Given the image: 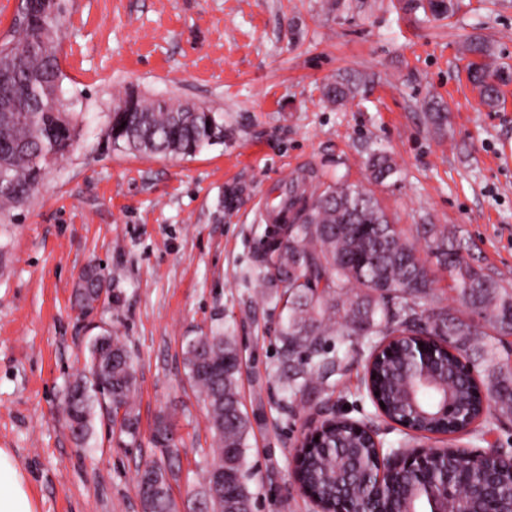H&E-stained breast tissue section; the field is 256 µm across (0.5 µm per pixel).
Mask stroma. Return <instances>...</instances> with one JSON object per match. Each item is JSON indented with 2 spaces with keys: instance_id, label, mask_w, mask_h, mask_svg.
Segmentation results:
<instances>
[{
  "instance_id": "35a3bbf8",
  "label": "stroma",
  "mask_w": 512,
  "mask_h": 512,
  "mask_svg": "<svg viewBox=\"0 0 512 512\" xmlns=\"http://www.w3.org/2000/svg\"><path fill=\"white\" fill-rule=\"evenodd\" d=\"M60 29L75 142L0 221V448L40 512H142L137 466L159 457L151 438L164 415L179 443L170 494L177 512H199L211 435L182 350L221 325L242 355L252 512H317L293 475L308 435L340 413L387 448L404 430L367 395V347L343 339L329 396H284L281 310L253 273L262 202L291 181L309 192L358 184L409 239L419 224L446 225L469 262L512 282V84L486 106L462 54L464 38L480 37L492 65L512 69V0H460L447 18L413 0H66ZM342 78L355 97L328 103L325 85ZM129 87L223 112V142L186 157L107 147V114ZM434 102L447 109L438 127ZM375 151L394 164L382 182L366 167ZM90 269L107 292L86 312L74 291ZM105 332L136 369L128 446L98 411L75 441L62 413ZM449 441L512 453V417L491 414Z\"/></svg>"
}]
</instances>
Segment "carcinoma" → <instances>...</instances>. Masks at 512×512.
Returning <instances> with one entry per match:
<instances>
[{"instance_id":"carcinoma-1","label":"carcinoma","mask_w":512,"mask_h":512,"mask_svg":"<svg viewBox=\"0 0 512 512\" xmlns=\"http://www.w3.org/2000/svg\"><path fill=\"white\" fill-rule=\"evenodd\" d=\"M22 10L32 13V20L16 21L11 34L0 41V216L27 203L48 162L67 152L75 138L52 37L59 32L63 0H53L49 13L43 0H25ZM465 51L474 57L469 63L471 79L486 104L496 105L501 87L512 82V72L489 69L484 62L489 46L483 39L467 38ZM351 93L344 80L325 89L333 103ZM105 136L113 147L134 154L192 156L224 140V113L170 97H134L129 90L113 104ZM369 169L380 180L393 166L388 156L378 153L369 159ZM289 193L292 218L280 225L279 237L265 236L256 256L268 298L287 311L277 334L285 393L295 395L314 383L318 394H327L341 364L328 344L336 334L375 349L380 342L374 337L410 331L438 341L428 367L418 365L405 343L399 352L381 350L370 371L375 376L372 391L379 392L376 401L385 404L383 414L408 423L407 440L400 446L410 444L413 432L451 431L445 400L461 417L476 419L482 416L485 396L500 415L511 416L512 362L500 357L498 344L512 336V286L467 261L460 242L441 224L420 225L418 233L426 243V252H421L361 186L327 184L309 200L297 186ZM435 268L448 274L459 307H439L425 318L422 303L433 293ZM99 287L87 279L79 284L76 297L82 308H93ZM239 359L236 340L220 328L188 340L184 347L189 379L208 409L213 464L224 465V495H210V512H251L246 462L250 422L241 409ZM478 360L485 369L476 380L471 368ZM135 386L125 344L116 336L102 335L90 349L85 374L67 395L65 416L74 439L86 438L97 405L119 435L136 439ZM169 427L166 417L158 418L154 447H167ZM350 452L367 461L376 448L365 430L332 418L322 432V449L305 454L300 464L299 479L325 506L334 495L351 502L365 496L355 477L336 474L338 461ZM435 454L434 481H454L457 457L446 447L435 449ZM147 470L156 475L157 490L142 500L143 512H175L171 466L159 458L147 462ZM488 497L501 512L512 509L511 489L495 487ZM401 501L421 512L429 502L427 486L413 481L389 486L383 496L385 512Z\"/></svg>"}]
</instances>
